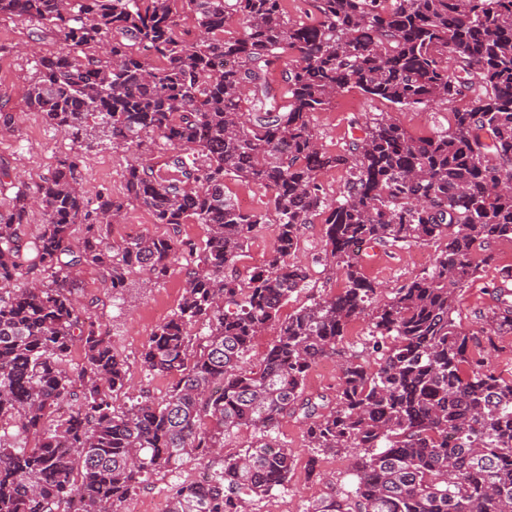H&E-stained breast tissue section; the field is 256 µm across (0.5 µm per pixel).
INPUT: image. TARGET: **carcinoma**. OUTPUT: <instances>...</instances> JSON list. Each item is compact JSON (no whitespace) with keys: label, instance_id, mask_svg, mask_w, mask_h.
<instances>
[{"label":"carcinoma","instance_id":"obj_1","mask_svg":"<svg viewBox=\"0 0 512 512\" xmlns=\"http://www.w3.org/2000/svg\"><path fill=\"white\" fill-rule=\"evenodd\" d=\"M284 2L0 0V19L49 25L66 47L34 61L29 110L114 148L156 135L173 170L130 164L124 198L104 188L93 202L79 188V155L68 154L37 187L38 233L27 231L25 191L0 211V512H122L186 458L209 464L206 484L172 487L166 512H252L294 470L272 436L288 417L313 452L353 455L348 487L303 512H512V381L474 363L452 318L478 271L474 248L512 238V0H315L312 24L288 18ZM184 13L201 30L191 42L178 34ZM232 15L239 35L225 32ZM277 69L283 88L269 79ZM350 88L415 109L471 101L424 138L370 116L344 152L328 154L311 117ZM332 168L348 178L329 201L320 177ZM228 178L271 190L272 211H241ZM127 201L159 224L207 225L205 246L110 243L104 228ZM317 218L325 270L344 288L284 317L310 280L288 257ZM267 224L275 243L264 264L234 272ZM433 240L444 247L432 266L376 303L361 247ZM185 251L195 267L182 301L140 354L148 373L171 379L169 393L118 406L127 360L85 317L73 276L94 266L121 300L130 272L160 280ZM361 317L372 365L340 349ZM269 328L275 338L244 367ZM509 330L512 290L499 288L491 331ZM327 354L341 357L335 397L304 396ZM241 428L252 440L224 454V437Z\"/></svg>","mask_w":512,"mask_h":512}]
</instances>
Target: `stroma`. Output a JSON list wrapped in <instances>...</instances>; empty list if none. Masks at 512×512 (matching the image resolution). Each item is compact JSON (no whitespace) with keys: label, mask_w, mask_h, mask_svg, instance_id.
Segmentation results:
<instances>
[{"label":"stroma","mask_w":512,"mask_h":512,"mask_svg":"<svg viewBox=\"0 0 512 512\" xmlns=\"http://www.w3.org/2000/svg\"><path fill=\"white\" fill-rule=\"evenodd\" d=\"M34 45L43 55L62 47L59 38L41 34L27 20L16 18L0 22V114L12 117L10 128L0 130V210L8 209L15 188L35 191L42 179L54 172L59 159L72 153L82 157L80 188L87 197H94L103 187L110 188L113 197H122L125 169L133 159L132 152L88 140L75 142L47 125L40 113L27 108L25 95L33 76L30 48ZM462 106V100L454 99L428 110L401 109L353 88L338 96L328 110L314 113L312 124L321 149L336 153L344 151L352 138L358 136L354 121L362 115L384 113L410 135L429 137L447 129L453 112ZM169 232L168 225L157 223L149 211L132 202L126 203L120 222L107 229L109 240L115 245L137 236H162ZM324 249V226L317 221L306 227L299 248L291 257L292 262L309 268V286L292 297L284 306V313L306 304L310 297L341 292L343 280L328 275L318 262ZM436 250L433 243L368 249L363 271L380 287L378 302H385L393 289L430 267ZM473 258L479 265L478 273L460 291L452 317L469 335L474 357H482L485 350H492V368L508 380L512 378V333L490 336L489 317L493 288L512 270V239L489 240L474 249ZM187 269V262L182 259L172 263L166 277L160 280L146 272L133 271L128 277V290L117 302L112 299L109 282L98 269L87 267L79 274L77 286L82 300L97 302L93 309L96 326L111 336L115 351L128 362L127 389L118 395V403H127L132 398L158 401L168 392V378L148 374L140 364V353L156 327L177 310ZM274 436L292 449L295 467L285 488L256 500L254 512H283L287 506L302 512L309 501L326 496L347 483L345 457L323 455L316 468H309L311 450L302 429L293 420L283 421ZM200 469L197 461L188 459L178 469L154 476L127 502L126 512L146 506L153 507L154 512H165L172 486L194 479Z\"/></svg>","instance_id":"stroma-1"}]
</instances>
